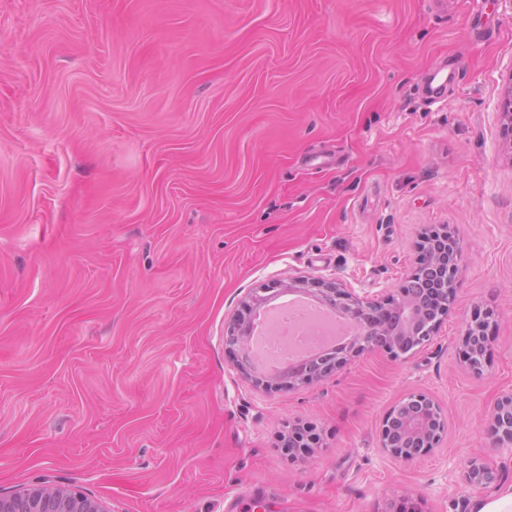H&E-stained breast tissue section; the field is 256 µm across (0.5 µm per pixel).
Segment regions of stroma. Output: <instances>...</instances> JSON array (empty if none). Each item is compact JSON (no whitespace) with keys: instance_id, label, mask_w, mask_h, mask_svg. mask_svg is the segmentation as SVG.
Returning a JSON list of instances; mask_svg holds the SVG:
<instances>
[{"instance_id":"stroma-1","label":"stroma","mask_w":512,"mask_h":512,"mask_svg":"<svg viewBox=\"0 0 512 512\" xmlns=\"http://www.w3.org/2000/svg\"><path fill=\"white\" fill-rule=\"evenodd\" d=\"M453 81L424 96L427 73ZM512 0H0V495L109 512H467L512 392ZM464 269L409 358L255 387L224 343L253 288H398L424 233ZM489 312L482 373L464 326ZM448 432L379 450L406 393ZM313 427L305 458L281 437ZM462 474V481L472 490L481 491L490 488L496 481L495 472L486 463L469 461ZM0 512H108L99 503L86 501L76 489L44 485L0 497Z\"/></svg>"}]
</instances>
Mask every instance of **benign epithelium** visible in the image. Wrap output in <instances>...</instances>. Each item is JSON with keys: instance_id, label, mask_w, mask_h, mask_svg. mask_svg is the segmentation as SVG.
Listing matches in <instances>:
<instances>
[{"instance_id": "obj_1", "label": "benign epithelium", "mask_w": 512, "mask_h": 512, "mask_svg": "<svg viewBox=\"0 0 512 512\" xmlns=\"http://www.w3.org/2000/svg\"><path fill=\"white\" fill-rule=\"evenodd\" d=\"M444 259L446 262L445 285L443 289L448 302H453L456 283L463 268L460 263V248L456 241L448 242L443 251H431L427 241H421L417 266H423ZM416 280L410 274L398 294L385 298L366 300L354 289L340 284L323 283L310 292L318 299L336 307L359 326V333L345 345L324 354L317 365L296 367L288 370L283 378L274 375L288 389L312 384L339 368L349 358L364 351L381 349L392 357L405 359L415 349L431 340L440 325V318L430 319L417 312L416 298L410 285ZM402 314L406 328L393 330L388 326V315ZM227 337L236 338V347L243 353L247 348L245 325L240 318H234L228 328ZM465 364L474 372H481L486 363L488 337L485 316L474 314L465 324ZM491 431L495 437L492 452H512V393L499 396L487 411ZM446 430V421L439 406L424 393H412L401 399L385 416L381 429L380 448L388 457L411 462L418 456L437 448ZM462 481L475 491L494 485L495 472L486 463L469 462L464 468ZM0 512H107L99 503H92L75 489H60L44 485L12 495L0 497Z\"/></svg>"}]
</instances>
